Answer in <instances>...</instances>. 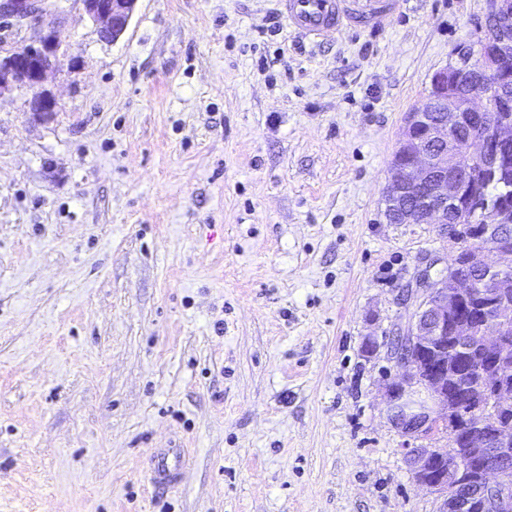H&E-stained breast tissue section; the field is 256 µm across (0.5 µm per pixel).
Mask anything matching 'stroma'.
I'll list each match as a JSON object with an SVG mask.
<instances>
[{"instance_id":"35a3bbf8","label":"stroma","mask_w":512,"mask_h":512,"mask_svg":"<svg viewBox=\"0 0 512 512\" xmlns=\"http://www.w3.org/2000/svg\"><path fill=\"white\" fill-rule=\"evenodd\" d=\"M43 8L75 61L49 122L0 92V512H437L362 345L451 261L383 193L487 0L322 43L276 0H138L114 42L82 0ZM184 466V455L179 448L157 451L151 461V483L162 489L174 486L180 480Z\"/></svg>"}]
</instances>
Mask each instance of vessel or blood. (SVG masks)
Returning <instances> with one entry per match:
<instances>
[{"mask_svg": "<svg viewBox=\"0 0 512 512\" xmlns=\"http://www.w3.org/2000/svg\"><path fill=\"white\" fill-rule=\"evenodd\" d=\"M398 0H279L288 27L321 41L364 22L383 27L392 17ZM185 466L180 449L157 451L151 461L150 479L158 488L174 486Z\"/></svg>", "mask_w": 512, "mask_h": 512, "instance_id": "obj_1", "label": "vessel or blood"}]
</instances>
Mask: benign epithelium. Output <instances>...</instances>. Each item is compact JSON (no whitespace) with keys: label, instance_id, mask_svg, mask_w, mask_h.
<instances>
[{"label":"benign epithelium","instance_id":"obj_1","mask_svg":"<svg viewBox=\"0 0 512 512\" xmlns=\"http://www.w3.org/2000/svg\"><path fill=\"white\" fill-rule=\"evenodd\" d=\"M87 15L99 25L103 40L114 42L125 32L137 0H83ZM0 11L22 19L40 22L42 10L34 0H5ZM61 30L53 24L42 26L39 37L12 50H0V89L19 86L28 89V115L33 122H48L55 116L57 101L44 88L48 74L60 67L68 56ZM512 63V0H490L483 37L478 50L458 52V61L437 71L427 96L404 118L403 138L392 163V176L385 192L388 221L402 224H436L449 242L463 246L457 239L462 225L479 223L481 240L473 250L470 264L475 274L450 277L448 269L433 281L421 274L416 287L403 291L412 311L397 336L404 349L386 345V358L403 369L400 378L386 386L385 402L390 420L403 435L413 440H430L438 425H453L471 418L472 433L482 431L486 413L464 404L448 403L442 379L418 382L421 372L419 353H437L448 340V322L457 312L460 300L479 293L497 298L494 308L484 314L488 326L481 337V351L495 362L488 376L492 400L497 412L512 410V295L503 283L512 275V250L506 236L512 234V206L484 205L465 210L466 190L489 171L505 182L509 176L506 162L512 159V119L492 110L497 100L501 111L512 110V93L499 86L485 92L460 95L452 90L459 81L478 71L497 76ZM464 120L472 124L466 143L468 160H463L453 140L455 128ZM483 465L478 481L459 491L457 482L462 455L454 454L448 471L438 482L427 477L425 468L435 459L448 458V450L426 445L413 446L406 441L402 452L413 464L421 486L441 498L439 512H470L473 501L480 500L487 512H512V431L505 429L484 438Z\"/></svg>","mask_w":512,"mask_h":512}]
</instances>
